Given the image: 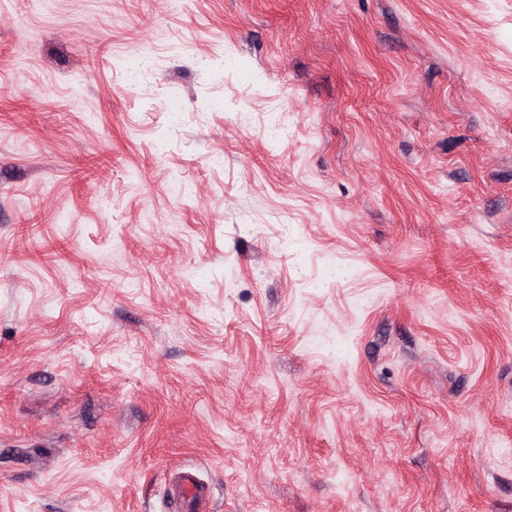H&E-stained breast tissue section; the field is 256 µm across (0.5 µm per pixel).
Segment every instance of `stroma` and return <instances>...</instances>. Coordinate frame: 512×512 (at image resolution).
Returning <instances> with one entry per match:
<instances>
[{"label":"stroma","mask_w":512,"mask_h":512,"mask_svg":"<svg viewBox=\"0 0 512 512\" xmlns=\"http://www.w3.org/2000/svg\"><path fill=\"white\" fill-rule=\"evenodd\" d=\"M510 441L512 0H0V512H512ZM173 512H210L212 487L201 482L192 471H179L170 489Z\"/></svg>","instance_id":"1"}]
</instances>
